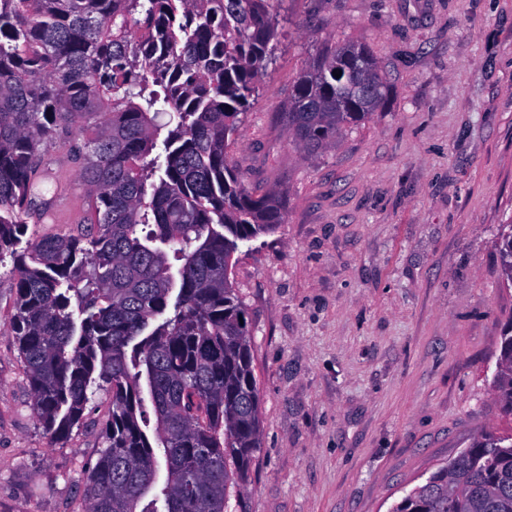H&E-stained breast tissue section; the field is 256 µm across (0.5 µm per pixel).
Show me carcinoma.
Wrapping results in <instances>:
<instances>
[{
  "label": "carcinoma",
  "mask_w": 512,
  "mask_h": 512,
  "mask_svg": "<svg viewBox=\"0 0 512 512\" xmlns=\"http://www.w3.org/2000/svg\"><path fill=\"white\" fill-rule=\"evenodd\" d=\"M273 3L0 0L11 336L53 442L80 425L89 392L112 393L104 447L84 471L89 512H229L260 452L247 311L228 271L238 243L284 223L286 191L255 194L227 149L280 35ZM389 89L366 44L326 45L284 112L292 142L310 155L336 145ZM82 123L95 127L76 148L91 225L28 238L35 195L52 180L40 150ZM495 246L512 288V221ZM494 391L512 419V317ZM391 512H512V431L474 439Z\"/></svg>",
  "instance_id": "1"
}]
</instances>
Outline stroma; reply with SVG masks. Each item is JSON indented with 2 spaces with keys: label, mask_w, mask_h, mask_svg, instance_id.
<instances>
[{
  "label": "stroma",
  "mask_w": 512,
  "mask_h": 512,
  "mask_svg": "<svg viewBox=\"0 0 512 512\" xmlns=\"http://www.w3.org/2000/svg\"><path fill=\"white\" fill-rule=\"evenodd\" d=\"M280 36L227 161L258 194L280 186L275 233L239 243L230 279L249 317L261 450L232 512H391L475 437L511 422L493 390L512 289L495 234L512 218V0H277ZM368 44L386 105L310 156L282 113L311 59ZM56 135L63 186L31 233L92 215ZM0 268V512H86L83 472L112 395L51 442L10 334Z\"/></svg>",
  "instance_id": "1"
}]
</instances>
